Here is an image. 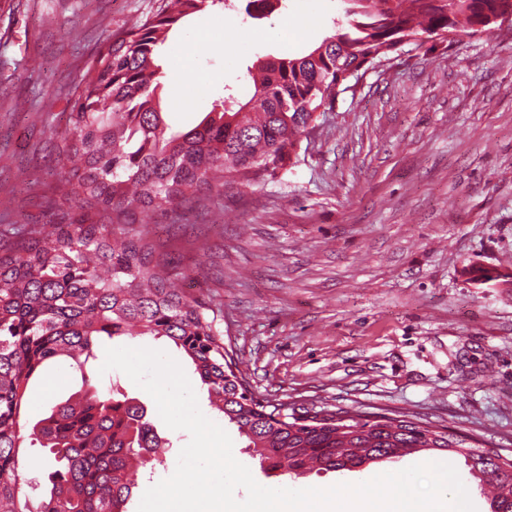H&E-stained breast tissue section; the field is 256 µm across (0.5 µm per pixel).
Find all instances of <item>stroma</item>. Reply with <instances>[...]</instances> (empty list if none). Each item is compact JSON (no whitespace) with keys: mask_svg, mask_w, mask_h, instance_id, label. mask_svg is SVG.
<instances>
[{"mask_svg":"<svg viewBox=\"0 0 512 512\" xmlns=\"http://www.w3.org/2000/svg\"><path fill=\"white\" fill-rule=\"evenodd\" d=\"M161 0H0V224L60 220L50 205L70 91L89 57ZM343 16L341 0H283L189 17L155 58L161 108L176 128L213 102L253 94L258 58L302 55ZM246 30L250 41H235ZM203 52H195V45ZM194 50L195 88L179 53ZM295 165L155 212L149 228L187 296L216 326L257 397L297 414L408 415L512 456V288L466 280V263L512 273V27L461 36L339 90L317 112ZM106 379L143 402L168 458L188 442L123 372ZM81 386L59 359L28 387L26 418ZM235 458L271 488L360 483L403 466L266 474L234 437Z\"/></svg>","mask_w":512,"mask_h":512,"instance_id":"stroma-1","label":"stroma"}]
</instances>
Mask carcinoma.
<instances>
[{"label": "carcinoma", "instance_id": "carcinoma-1", "mask_svg": "<svg viewBox=\"0 0 512 512\" xmlns=\"http://www.w3.org/2000/svg\"><path fill=\"white\" fill-rule=\"evenodd\" d=\"M344 20L301 57L258 60L254 93L220 99L193 128L159 110L157 51L189 16L223 0H173L98 50L72 90L63 175L52 206L79 210L66 224L14 225L18 245L0 255V512H126L138 472L167 460L169 440L147 407L101 389L88 368L102 341L165 338L182 350L210 407L233 425L261 468L297 479L313 470L353 471L403 450L464 458L469 474L495 490L490 512H512V459L497 462L467 437L407 419L349 417L338 409L306 423L248 394L222 332L178 288L166 253L137 215L250 183L298 161L312 113L335 100L339 74L391 57L397 44L431 31L442 42L487 33L512 15V0H342ZM122 226L113 243L100 221ZM73 361L82 388L31 426L21 422L29 381L54 359ZM37 442L50 458L48 497L24 490L22 448Z\"/></svg>", "mask_w": 512, "mask_h": 512}]
</instances>
